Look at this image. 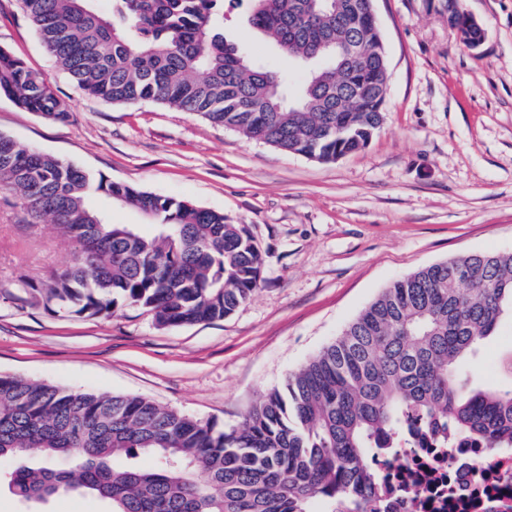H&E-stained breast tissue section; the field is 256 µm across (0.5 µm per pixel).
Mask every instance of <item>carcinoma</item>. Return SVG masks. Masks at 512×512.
I'll return each instance as SVG.
<instances>
[{"mask_svg": "<svg viewBox=\"0 0 512 512\" xmlns=\"http://www.w3.org/2000/svg\"><path fill=\"white\" fill-rule=\"evenodd\" d=\"M99 2L20 5L76 88L104 104L155 102L324 164L365 149L381 126V32L331 3L250 0L249 26L309 67L290 93L287 77L224 36L225 0H109L107 13ZM353 40L372 51L347 70L317 51ZM0 95L54 121L70 116L48 76L3 49ZM0 186L19 192L33 225L48 221L71 244L70 263L32 288L48 309L99 316L132 304L168 328L222 320L261 286V248L222 212L97 178L2 135ZM100 197L151 212L153 234L109 222ZM507 315L512 252L426 266L383 289L228 428L141 396L0 375V457L17 460L8 488L33 504L91 494L108 512H316L317 499L329 512H384L377 458L400 453L409 430L444 448H512V386L460 376ZM142 455L155 465L136 463Z\"/></svg>", "mask_w": 512, "mask_h": 512, "instance_id": "carcinoma-1", "label": "carcinoma"}]
</instances>
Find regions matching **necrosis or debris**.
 Segmentation results:
<instances>
[{
    "label": "necrosis or debris",
    "instance_id": "1",
    "mask_svg": "<svg viewBox=\"0 0 512 512\" xmlns=\"http://www.w3.org/2000/svg\"><path fill=\"white\" fill-rule=\"evenodd\" d=\"M384 468L401 489L389 512H512V453L496 467L468 442L453 454L407 448Z\"/></svg>",
    "mask_w": 512,
    "mask_h": 512
}]
</instances>
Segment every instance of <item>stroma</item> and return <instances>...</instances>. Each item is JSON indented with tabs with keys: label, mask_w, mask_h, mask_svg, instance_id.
<instances>
[{
	"label": "stroma",
	"mask_w": 512,
	"mask_h": 512,
	"mask_svg": "<svg viewBox=\"0 0 512 512\" xmlns=\"http://www.w3.org/2000/svg\"><path fill=\"white\" fill-rule=\"evenodd\" d=\"M485 39L466 48L448 0H375L390 80L369 145L333 164L282 151L197 115L106 105L57 67L17 0H0V48L46 74L71 110L58 122L0 96V135L160 196L223 212L259 243L263 281L221 321L157 327L121 305L87 317L32 304L42 272L71 259L0 188V373L142 395L218 427L316 354L392 281L469 253L512 251V0H459ZM227 8L226 37L299 85L305 71ZM512 318L476 366L512 383Z\"/></svg>",
	"instance_id": "stroma-1"
}]
</instances>
